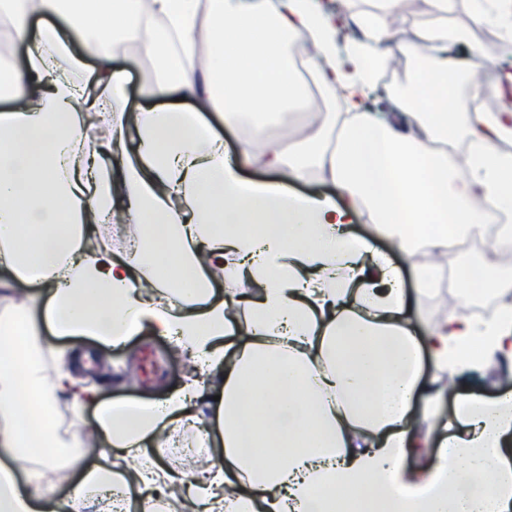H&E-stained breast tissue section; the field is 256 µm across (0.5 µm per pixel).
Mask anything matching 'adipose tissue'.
I'll return each instance as SVG.
<instances>
[{"label":"adipose tissue","mask_w":512,"mask_h":512,"mask_svg":"<svg viewBox=\"0 0 512 512\" xmlns=\"http://www.w3.org/2000/svg\"><path fill=\"white\" fill-rule=\"evenodd\" d=\"M346 2L330 16L318 0H0L8 51L27 47L23 64L0 65V271L44 310L0 314V512H152L158 499L193 512H512L511 390L459 396V427L438 443L421 431L445 392L438 375L512 361V273L500 250L512 224L497 225L479 260L457 264L446 317L421 336L414 327L441 294L449 237L482 228L487 206L512 211V153L500 147L512 108L459 118L448 74L474 83L491 72L501 95L512 71L489 70L478 54L449 58L462 38L448 31L457 0H424L413 43L391 37L406 22L395 0ZM201 35L212 47L203 63ZM125 44L155 62L143 93L166 106L127 100L110 65ZM399 58L419 64L401 95L412 120L381 123L362 99ZM301 63L331 92L329 110L307 94ZM297 101L304 129L265 147L260 128ZM209 112L253 126L236 154ZM458 138L469 150L455 157L447 145ZM247 165L281 180L244 181ZM309 180L336 196L289 194L287 182ZM117 207L145 231L139 254L94 235ZM358 213L408 263L415 305L389 258L351 232ZM476 286L497 299L492 315L469 314ZM45 323L71 341L50 376ZM140 334L170 339L194 370L163 399L112 402L82 376L84 342L119 347ZM62 393L98 402L94 465L81 466L79 439L52 428ZM212 396L219 433L200 434L189 484L150 448ZM37 448L42 466L21 470ZM428 449L432 464H411Z\"/></svg>","instance_id":"adipose-tissue-1"}]
</instances>
